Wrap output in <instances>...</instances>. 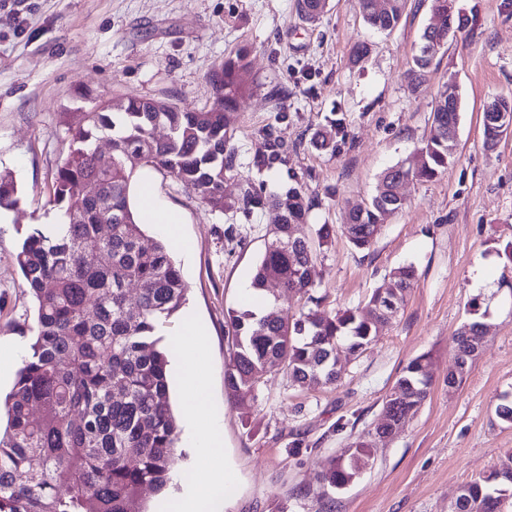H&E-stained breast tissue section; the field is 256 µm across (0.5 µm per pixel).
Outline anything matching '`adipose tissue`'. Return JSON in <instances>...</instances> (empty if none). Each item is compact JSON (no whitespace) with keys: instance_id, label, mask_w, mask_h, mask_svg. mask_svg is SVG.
<instances>
[{"instance_id":"obj_1","label":"adipose tissue","mask_w":512,"mask_h":512,"mask_svg":"<svg viewBox=\"0 0 512 512\" xmlns=\"http://www.w3.org/2000/svg\"><path fill=\"white\" fill-rule=\"evenodd\" d=\"M137 216L141 223L156 225L173 247L187 248L179 229V214L161 205L152 192H145ZM204 334L203 327L190 317L172 338L174 365L182 381L188 429L196 450L195 468L200 476L184 482L182 493L167 504V512H221L236 484L234 470L220 464L223 428L207 403Z\"/></svg>"}]
</instances>
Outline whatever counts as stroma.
Listing matches in <instances>:
<instances>
[{
  "instance_id": "stroma-1",
  "label": "stroma",
  "mask_w": 512,
  "mask_h": 512,
  "mask_svg": "<svg viewBox=\"0 0 512 512\" xmlns=\"http://www.w3.org/2000/svg\"><path fill=\"white\" fill-rule=\"evenodd\" d=\"M297 0H0V171L21 189L11 223L0 224V341L29 345L33 300L14 262L32 225L59 216L54 174L72 149L68 125L100 99H168L190 110L213 102L210 67L249 51L252 91L234 115L239 170L224 183L237 196L267 124L288 144L289 172L313 207L306 233L334 227L311 268L327 308L365 309L396 268L417 279L375 341L343 360L336 386L299 387L286 372L268 374L250 393L249 414L224 390L231 339L224 315L244 308L278 213L228 219L202 204L167 172L150 170L157 198L181 215L192 254L179 257L189 285L185 307L208 328L209 400L223 427V462L237 475L225 512H451L460 487L512 454V422L495 415L512 393V137L483 144L482 112L512 97V0H456L467 27L449 36L423 77L413 57L432 16L431 0H407L392 33L364 21L358 0H328L316 21ZM368 53L353 62L357 44ZM460 97L459 151L447 173L406 181L404 207L386 215L370 249L353 247L339 227L365 205L381 175L420 147L448 79ZM283 88L271 99L270 86ZM288 119L275 123L276 113ZM343 116L348 135L335 149L314 138ZM234 221L235 240L224 236ZM492 281L484 293L474 277ZM485 327L486 346L462 383L452 337L468 322ZM432 357V385L416 415L378 448L344 490L316 481L357 436L374 431L385 397L403 368Z\"/></svg>"
}]
</instances>
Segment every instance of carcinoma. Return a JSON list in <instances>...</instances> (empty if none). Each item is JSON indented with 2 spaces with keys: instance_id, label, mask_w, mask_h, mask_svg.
<instances>
[{
  "instance_id": "1",
  "label": "carcinoma",
  "mask_w": 512,
  "mask_h": 512,
  "mask_svg": "<svg viewBox=\"0 0 512 512\" xmlns=\"http://www.w3.org/2000/svg\"><path fill=\"white\" fill-rule=\"evenodd\" d=\"M326 0H297L299 14L319 18ZM365 22L380 31L399 23L404 0H359ZM428 30L439 37L448 25L462 29L468 19L448 14V0H432ZM248 52L224 57L207 73L213 103L200 110L177 109L173 102L130 96L102 100L80 113L71 127L73 149L57 170L53 201L65 222L32 228L14 259L36 309L34 337L0 410L7 422L0 429V512H151L143 495L148 487L164 492L179 443L178 419L167 379L168 355L157 327L186 302L188 284L167 243L146 235L129 203L133 156L142 165L163 170L204 204L244 218L266 208L278 212L275 238L266 245L252 286L264 293L267 281L279 285L268 309L258 315L230 309L225 316L232 357L225 376L228 400L242 413L250 406L241 391L255 388L276 369L286 370L300 386H333L339 380L340 355L366 349L404 303L416 270L408 265L390 274L388 285L373 291L368 312L327 311L313 294L309 268L331 243L332 229L323 224L316 238L302 234L288 246V234L303 228L312 199L299 185L266 194L247 182L241 194L224 197V179L238 174L234 118L238 100L248 89ZM345 135L342 118L316 141L336 148ZM112 140V163H100L96 141ZM456 150H448V91L440 93L429 131L416 161L388 169L370 202L351 212L341 225L356 248H370L384 214L402 208L395 179L428 181L448 171ZM261 174L288 173V144L272 126L262 129L250 161ZM19 202L13 178L0 174V208ZM138 290L131 299L130 288ZM306 297L309 307L288 318L284 303ZM456 367L448 383L462 382V366L472 362L469 338L453 336ZM429 369V356L412 359L395 386ZM391 390L382 418L397 420L405 408ZM38 409V419L32 410ZM374 459L369 436L356 438L323 469L317 481L341 490ZM512 483L491 475L463 486L462 504L453 512H503Z\"/></svg>"
}]
</instances>
